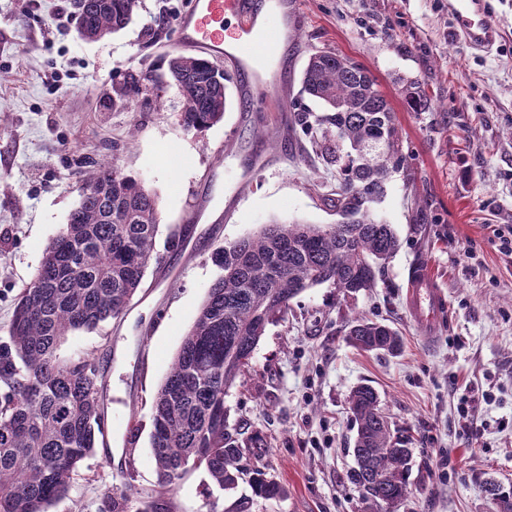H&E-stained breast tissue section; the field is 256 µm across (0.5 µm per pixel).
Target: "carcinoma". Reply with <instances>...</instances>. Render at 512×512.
<instances>
[{
  "instance_id": "cac0c4a2",
  "label": "carcinoma",
  "mask_w": 512,
  "mask_h": 512,
  "mask_svg": "<svg viewBox=\"0 0 512 512\" xmlns=\"http://www.w3.org/2000/svg\"><path fill=\"white\" fill-rule=\"evenodd\" d=\"M78 35L100 40L125 28L140 0H72ZM168 74L184 99L180 125L201 132L223 119L230 74L205 57L178 54ZM303 92L324 112L294 113L312 150L336 167L331 206L336 224H267L257 234L218 246L221 275L210 285L151 406L150 447L156 488L134 498L106 488L101 512H172L171 496L191 469L204 468L223 490L245 481L269 500L286 488L261 464L268 449L242 448L226 426L224 397L249 367L268 325L290 302L324 284L343 295L376 286L400 248L391 224L372 217L387 182L406 161L395 112L361 64L332 51L309 56ZM142 91L134 79L113 85L120 101ZM64 231L45 247L37 272L14 308L0 343V512H49L66 498L82 462L103 434L105 387L100 358L58 350L69 334L94 331L126 310L154 260L160 224L155 196L126 175L118 159L90 161ZM353 347L396 353L391 326L353 318ZM357 426L349 479L362 496L391 507L409 494L412 449L392 429L376 391L357 385L348 397Z\"/></svg>"
}]
</instances>
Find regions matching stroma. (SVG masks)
<instances>
[{
  "instance_id": "1",
  "label": "stroma",
  "mask_w": 512,
  "mask_h": 512,
  "mask_svg": "<svg viewBox=\"0 0 512 512\" xmlns=\"http://www.w3.org/2000/svg\"><path fill=\"white\" fill-rule=\"evenodd\" d=\"M192 0H141L132 21L103 39H81L71 0H0V341L16 299L46 245L79 199L85 158L112 152L154 192L161 221L157 262L122 318L103 332L66 336L61 356L98 351L107 380L104 435L51 512H99L105 487L154 488L151 404L209 286L219 244L278 220L333 224L336 169L292 129L289 112H252L240 82L221 122L187 131L183 97L166 79L169 54ZM499 38L489 50L453 36L448 0H301L279 62L289 101L323 105L302 91L309 56L332 50L362 64L393 108L407 162L375 206L400 248L375 288L351 297L327 285L294 299L267 327L252 365L224 399L241 447L262 440L288 493L224 491L205 469L178 483L175 512H381L347 471L356 426L348 395L372 386L413 450L410 493L390 512H492L487 482L512 486V256L498 232L512 225V0H486ZM164 75L124 105L113 83ZM427 102L411 111L408 93ZM426 268L448 302L427 337L406 307L409 276ZM400 331L389 355L347 339L353 317ZM472 401L473 429L459 409ZM139 421L130 439L131 421Z\"/></svg>"
}]
</instances>
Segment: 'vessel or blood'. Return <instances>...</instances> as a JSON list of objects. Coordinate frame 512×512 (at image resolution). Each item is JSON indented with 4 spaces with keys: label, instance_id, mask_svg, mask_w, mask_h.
Masks as SVG:
<instances>
[{
    "label": "vessel or blood",
    "instance_id": "vessel-or-blood-1",
    "mask_svg": "<svg viewBox=\"0 0 512 512\" xmlns=\"http://www.w3.org/2000/svg\"><path fill=\"white\" fill-rule=\"evenodd\" d=\"M298 0H269L265 13L250 7V0H196L190 14L179 22L178 34L184 43L205 46L213 55L230 51L253 59H268L276 44L288 37V11L298 8ZM448 10L458 37L475 49L494 45L498 33L486 13L484 0H448ZM235 17L232 31H225L226 17ZM278 72L256 77L248 87V105L266 104L268 111L281 112L288 106L287 98L278 91ZM407 303L414 319L427 331L440 327L446 315V300L435 289L426 270H415L407 290Z\"/></svg>",
    "mask_w": 512,
    "mask_h": 512
}]
</instances>
